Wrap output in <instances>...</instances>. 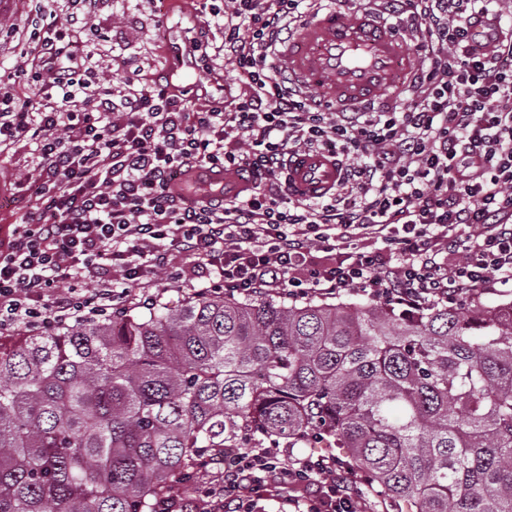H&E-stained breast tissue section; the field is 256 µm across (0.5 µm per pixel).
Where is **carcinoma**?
Instances as JSON below:
<instances>
[{"label": "carcinoma", "instance_id": "1", "mask_svg": "<svg viewBox=\"0 0 512 512\" xmlns=\"http://www.w3.org/2000/svg\"><path fill=\"white\" fill-rule=\"evenodd\" d=\"M315 436L407 512H512V303L207 295L0 344V512H154L200 448Z\"/></svg>", "mask_w": 512, "mask_h": 512}]
</instances>
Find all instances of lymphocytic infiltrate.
I'll use <instances>...</instances> for the list:
<instances>
[{
    "label": "lymphocytic infiltrate",
    "instance_id": "1",
    "mask_svg": "<svg viewBox=\"0 0 512 512\" xmlns=\"http://www.w3.org/2000/svg\"><path fill=\"white\" fill-rule=\"evenodd\" d=\"M104 3L65 0L59 16L35 0L22 62L0 82V154L29 146L39 169L23 223L0 246V335L107 316L130 299L127 282L183 277L179 255L231 295L356 293L407 314L512 287V34L500 31L498 0H379L418 33L426 60L408 98L384 112L322 108L274 75L270 53L313 0H202L224 37L197 31L192 61L209 75L218 59L236 64L245 96L228 108L171 83L117 90L87 67L86 28ZM478 20L493 46L473 40ZM300 149L336 152L351 195L290 198L288 157ZM190 170L242 172L253 189L190 206L174 187ZM317 251L340 257L319 264ZM283 454L202 457L220 469L198 490L206 512H254L273 486L315 487L289 499L293 512H357L362 496L334 456L284 464Z\"/></svg>",
    "mask_w": 512,
    "mask_h": 512
}]
</instances>
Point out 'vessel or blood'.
Returning a JSON list of instances; mask_svg holds the SVG:
<instances>
[{
	"label": "vessel or blood",
	"instance_id": "1",
	"mask_svg": "<svg viewBox=\"0 0 512 512\" xmlns=\"http://www.w3.org/2000/svg\"><path fill=\"white\" fill-rule=\"evenodd\" d=\"M416 47L380 11L336 9L332 0L299 23L274 62L302 89H314L322 102L340 110L375 106L383 91L399 98L417 75ZM341 178L334 154L326 150L294 152L288 166V191L296 198L319 200L335 193ZM218 185L228 193L244 190L246 175L192 171L182 175L183 190Z\"/></svg>",
	"mask_w": 512,
	"mask_h": 512
}]
</instances>
